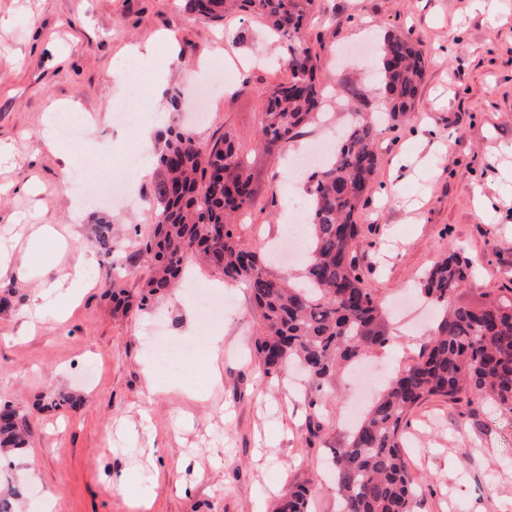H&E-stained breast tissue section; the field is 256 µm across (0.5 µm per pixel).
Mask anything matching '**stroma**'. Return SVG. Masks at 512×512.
I'll return each instance as SVG.
<instances>
[{
	"label": "stroma",
	"mask_w": 512,
	"mask_h": 512,
	"mask_svg": "<svg viewBox=\"0 0 512 512\" xmlns=\"http://www.w3.org/2000/svg\"><path fill=\"white\" fill-rule=\"evenodd\" d=\"M407 32L426 59L420 96L408 121L380 134L377 174L356 217L359 271L387 309L388 336L366 346L358 379L318 395L295 374L265 377L245 288L223 287L222 273L194 259L191 283L223 306L222 322L189 303L182 285L144 307L114 306L112 288L136 298L151 275L138 248L152 231L153 144L167 126L190 128L202 143L230 131L258 185L241 236L262 249L288 247L282 215L309 203L304 184L288 178V159L331 139L355 113H376V45ZM308 44L330 95L318 121L278 158L260 146L261 84L285 71L276 65L279 41L254 18L203 23L179 0H0V242L13 249L0 270V405L33 424L29 447L0 465V477L31 485L21 512H271L289 485L307 482L310 512H338L331 457L348 443L353 404L416 362L436 325L430 304L415 316L400 313L398 302L420 303L415 285L452 247L474 265L452 306L476 308L512 292V0H317ZM136 45L151 56L138 62L144 83L131 98L110 75L123 72ZM8 58L14 66H5ZM248 77L253 85L242 88ZM207 83V115L190 123V92ZM175 89L185 95L177 112L167 106ZM117 103L132 115L130 126L110 122ZM61 111L85 117L77 143L108 140L112 151L84 153L70 166L54 157L42 120ZM125 162L143 172L133 189L144 204L134 209L113 203L101 178ZM477 183L495 201L483 215L473 205ZM74 196L85 202L77 220ZM101 217L119 248L112 264L91 233ZM45 224L56 237L28 252ZM76 271L87 288L57 316ZM156 322L203 353L222 334L217 366L192 368L176 350L149 347ZM148 366L191 393H148ZM61 389L81 396L79 409L48 408ZM407 420L413 512H512L511 415L480 398L468 406L432 399ZM312 421L321 425L314 436ZM120 472L132 476L130 490H109Z\"/></svg>",
	"instance_id": "stroma-1"
}]
</instances>
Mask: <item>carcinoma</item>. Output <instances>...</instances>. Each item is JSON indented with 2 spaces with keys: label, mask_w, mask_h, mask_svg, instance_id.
<instances>
[{
  "label": "carcinoma",
  "mask_w": 512,
  "mask_h": 512,
  "mask_svg": "<svg viewBox=\"0 0 512 512\" xmlns=\"http://www.w3.org/2000/svg\"><path fill=\"white\" fill-rule=\"evenodd\" d=\"M315 0H182L202 21L245 12L285 38L287 76L262 89L265 110L262 145L276 155L313 121L324 102L317 57L306 46L305 30ZM376 92L396 119L414 111L423 77L420 49L407 35L387 34L378 59ZM379 125L361 117L342 135L333 160L307 174L311 197L304 279L297 285L272 278L265 258L243 243L235 217L253 206L252 174L241 164L242 149L226 131L207 143L171 128L162 140L154 187L156 209L151 235L139 253L154 260L147 294L175 286L191 255H201L247 289L258 316L255 350L263 375L278 376L299 365L314 392L336 381L338 368L369 343L385 341L383 306L365 287L354 244L362 228L354 221L377 173ZM95 240L112 258L110 224L100 221ZM466 261L448 251L423 277L421 291L443 309V317L419 360L390 378L385 390L336 450L333 464L340 512H410L415 485L404 456L408 413L431 398L471 404L489 398L512 413V297L478 309L451 306L466 282ZM31 419L0 407V449L21 448ZM311 489L292 488L274 512H309Z\"/></svg>",
  "instance_id": "1"
}]
</instances>
